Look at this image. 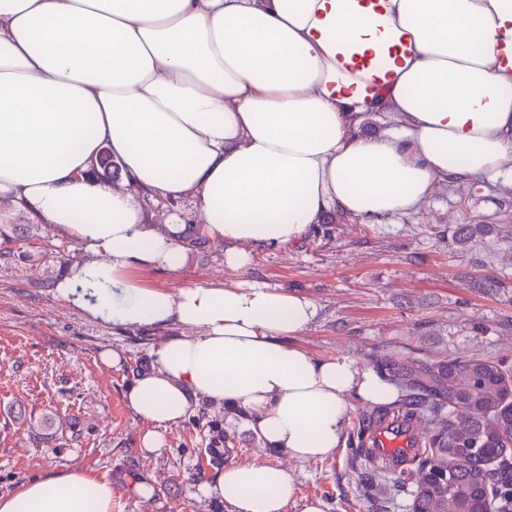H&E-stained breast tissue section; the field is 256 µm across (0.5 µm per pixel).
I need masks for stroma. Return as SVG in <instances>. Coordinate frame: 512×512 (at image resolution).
<instances>
[{"mask_svg":"<svg viewBox=\"0 0 512 512\" xmlns=\"http://www.w3.org/2000/svg\"><path fill=\"white\" fill-rule=\"evenodd\" d=\"M142 201L156 228L200 221L192 198L146 193ZM0 221L30 227L12 243V258L0 261V494L78 465L111 481L117 512H229L224 501L203 497L200 485L225 466L257 462L287 469L295 485L287 512L314 498L326 512H377L365 492L367 463L354 450L358 428L391 419L384 406L353 403L340 447L323 460L288 459L205 397L166 430L163 448L141 451L151 425L129 411L124 395L152 348L192 328L116 330L82 315L54 292L83 260L82 244L32 223L7 201ZM460 224L487 230L459 245L452 234ZM187 256L179 271L134 276L169 289L258 281L304 296L317 316L295 342L319 358L347 355L367 369L388 351L477 356L512 370V180L442 182L416 211L378 224L327 214L295 243L252 249L243 272L225 265L224 245L212 239ZM108 348L121 352V364L101 360ZM226 434L230 447L216 449ZM138 482L151 487L150 497L134 492Z\"/></svg>","mask_w":512,"mask_h":512,"instance_id":"obj_1","label":"stroma"}]
</instances>
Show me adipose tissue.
Wrapping results in <instances>:
<instances>
[{"label":"adipose tissue","mask_w":512,"mask_h":512,"mask_svg":"<svg viewBox=\"0 0 512 512\" xmlns=\"http://www.w3.org/2000/svg\"><path fill=\"white\" fill-rule=\"evenodd\" d=\"M373 119L385 130L363 135ZM104 149L128 183L193 197L237 270L332 211L381 221L441 182L512 179V0H0V200L83 244L56 295L117 329L196 330L154 348L127 390L152 425L142 450L204 396L291 460L333 456L352 402L394 387L294 344L317 307L286 289L131 279L184 266L182 227L157 231L99 182ZM201 491L286 512L295 487L251 463ZM0 512H115L112 484L76 465L0 495Z\"/></svg>","instance_id":"ef3b65f1"}]
</instances>
